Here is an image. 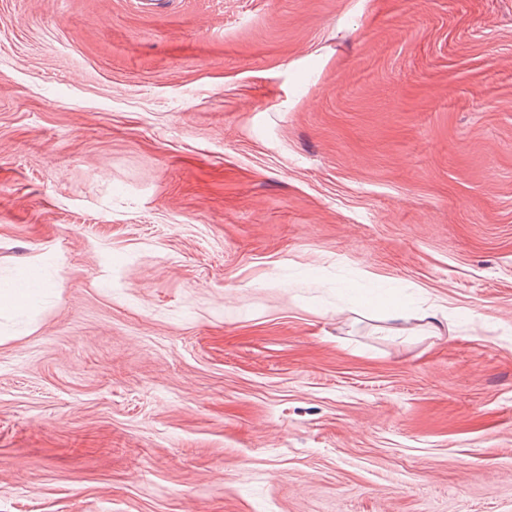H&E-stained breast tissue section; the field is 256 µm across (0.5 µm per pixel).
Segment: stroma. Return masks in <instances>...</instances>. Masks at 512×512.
Wrapping results in <instances>:
<instances>
[{
	"mask_svg": "<svg viewBox=\"0 0 512 512\" xmlns=\"http://www.w3.org/2000/svg\"><path fill=\"white\" fill-rule=\"evenodd\" d=\"M33 272L0 512H512V0H0Z\"/></svg>",
	"mask_w": 512,
	"mask_h": 512,
	"instance_id": "obj_1",
	"label": "stroma"
}]
</instances>
